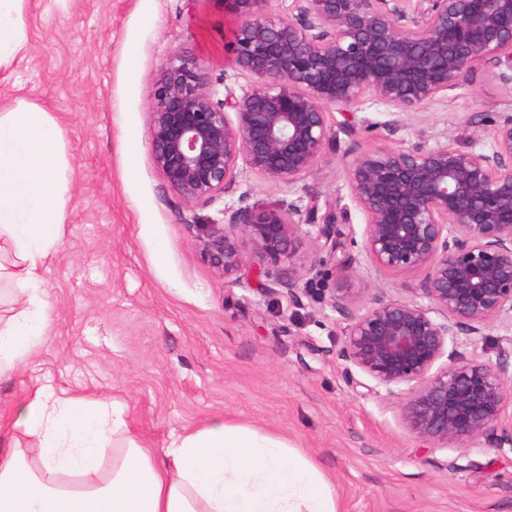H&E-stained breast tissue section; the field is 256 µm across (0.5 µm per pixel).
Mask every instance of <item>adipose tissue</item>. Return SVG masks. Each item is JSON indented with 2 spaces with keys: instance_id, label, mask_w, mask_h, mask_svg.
<instances>
[{
  "instance_id": "ef3b65f1",
  "label": "adipose tissue",
  "mask_w": 512,
  "mask_h": 512,
  "mask_svg": "<svg viewBox=\"0 0 512 512\" xmlns=\"http://www.w3.org/2000/svg\"><path fill=\"white\" fill-rule=\"evenodd\" d=\"M23 0H0V67L27 45ZM60 128L17 101L0 114V252L20 287L0 317V377L46 340L43 273L64 233ZM0 438V512H338L327 479L277 437L213 419L162 450L114 401L31 385Z\"/></svg>"
}]
</instances>
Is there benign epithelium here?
<instances>
[{"label":"benign epithelium","instance_id":"obj_1","mask_svg":"<svg viewBox=\"0 0 512 512\" xmlns=\"http://www.w3.org/2000/svg\"><path fill=\"white\" fill-rule=\"evenodd\" d=\"M233 18L228 51L252 83L224 99L197 60L175 51L149 102V145L164 182L187 205L212 201L241 168L293 184L338 147L331 111L369 96L392 109L388 128L471 83L492 65L512 86V0H294L283 17L270 0H223ZM490 150L436 142L384 148L348 163L352 201L363 213L361 238L336 230V211L318 207H241L225 224H189L213 271L240 280V239L254 244L262 292L298 297L293 277L271 267L317 258L320 278L350 267L360 246L377 273L422 277L420 299L376 297L358 311L345 288L320 300L349 323L338 358L345 378L369 377L372 390L403 399L401 420L433 448H475L495 439L512 448L507 364L463 349L461 336L503 335L512 351V113L491 120Z\"/></svg>","mask_w":512,"mask_h":512}]
</instances>
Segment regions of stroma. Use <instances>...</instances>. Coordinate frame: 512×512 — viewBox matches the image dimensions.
<instances>
[{
	"instance_id": "obj_1",
	"label": "stroma",
	"mask_w": 512,
	"mask_h": 512,
	"mask_svg": "<svg viewBox=\"0 0 512 512\" xmlns=\"http://www.w3.org/2000/svg\"><path fill=\"white\" fill-rule=\"evenodd\" d=\"M27 51L0 72V108L16 100L49 112L72 168L64 234L44 273L49 339L0 381L9 417L30 383L119 402L129 431L163 448L215 418L287 439L331 482L338 512H512V449L423 448L403 426L398 399L349 384L337 353L346 320L318 296L264 295L202 259L191 224L223 223L242 206L294 202L363 217L346 165L380 148L448 142L488 147L512 88L492 66L388 130L387 106L365 97L333 122L338 148L294 184L243 171L210 202L185 204L149 148V102L169 56L198 59L213 86L235 94L249 76L224 45L221 0H26ZM355 307L411 298L418 281L376 274L364 254L336 277Z\"/></svg>"
}]
</instances>
